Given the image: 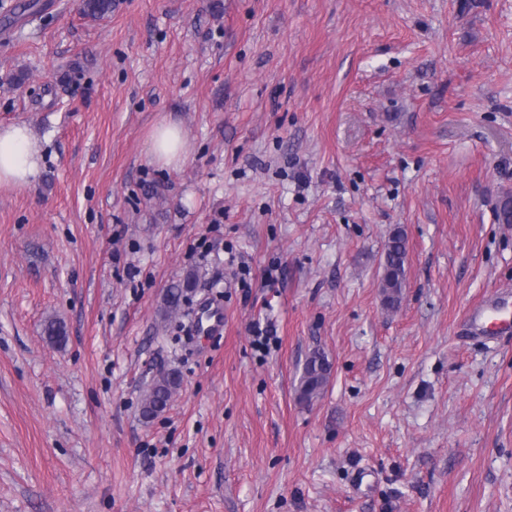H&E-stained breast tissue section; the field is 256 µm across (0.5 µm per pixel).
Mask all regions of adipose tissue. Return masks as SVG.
<instances>
[{
	"instance_id": "ef3b65f1",
	"label": "adipose tissue",
	"mask_w": 512,
	"mask_h": 512,
	"mask_svg": "<svg viewBox=\"0 0 512 512\" xmlns=\"http://www.w3.org/2000/svg\"><path fill=\"white\" fill-rule=\"evenodd\" d=\"M152 161L166 167L182 164L189 153V143L181 126L172 121L156 124L148 138ZM42 148L30 128L23 123L0 125V185L27 187L39 175Z\"/></svg>"
}]
</instances>
